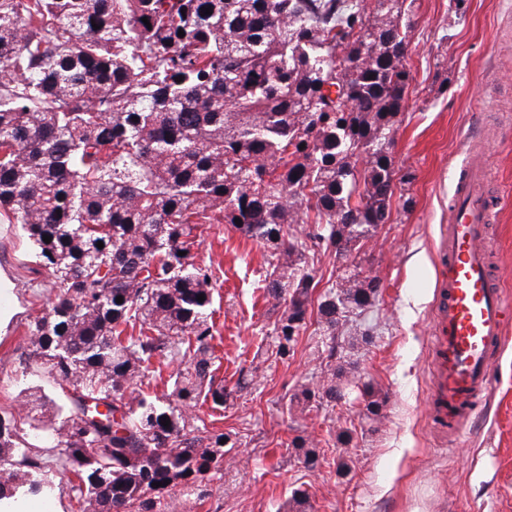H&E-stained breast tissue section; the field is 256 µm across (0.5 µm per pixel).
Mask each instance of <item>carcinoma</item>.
<instances>
[{"label": "carcinoma", "mask_w": 512, "mask_h": 512, "mask_svg": "<svg viewBox=\"0 0 512 512\" xmlns=\"http://www.w3.org/2000/svg\"><path fill=\"white\" fill-rule=\"evenodd\" d=\"M405 3L0 0V220L21 225L55 278L26 363L52 388L31 403L61 417L45 446L0 419V507L47 494L55 476L73 512H177L224 477L230 435L188 414L228 397L200 224L268 248L264 294L285 303L275 356L317 305L329 362L290 406L350 396L380 417V391L342 380L333 359L339 325L381 283L347 263L315 298L305 250L349 257L389 220L394 181L412 180L388 138L409 108ZM160 358L177 368L158 396ZM288 447L315 467L313 439ZM289 505L310 512L308 492Z\"/></svg>", "instance_id": "cac0c4a2"}]
</instances>
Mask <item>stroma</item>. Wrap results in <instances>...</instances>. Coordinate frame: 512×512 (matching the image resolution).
Listing matches in <instances>:
<instances>
[{"mask_svg":"<svg viewBox=\"0 0 512 512\" xmlns=\"http://www.w3.org/2000/svg\"><path fill=\"white\" fill-rule=\"evenodd\" d=\"M407 22L411 108L390 136L396 166L413 179L356 257L383 284L361 318L371 340L353 353L346 336L336 338L338 356L356 357V377L385 396L381 418L366 419L349 401L290 410L300 385L320 380L327 339L310 323L288 358L274 360L283 308L262 295L266 249L229 225H201L198 257L214 271L216 376L229 393L210 421L234 446L223 480L208 498L187 502V512H278L299 487L312 512H512V343L497 353L491 392L463 437L439 433L426 412L435 245L469 159L466 141L478 135L493 198L488 248L498 286L512 295V0H465L460 11L453 0H416ZM2 244L0 309L9 320L0 326V414L28 415L20 392L42 379L22 354L54 278L20 225L0 223ZM342 428L353 432L349 444L336 441ZM304 434L319 443L313 469L288 451Z\"/></svg>","mask_w":512,"mask_h":512,"instance_id":"35a3bbf8","label":"stroma"}]
</instances>
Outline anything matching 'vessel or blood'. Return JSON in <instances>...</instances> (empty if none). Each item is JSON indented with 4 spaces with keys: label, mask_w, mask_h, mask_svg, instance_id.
<instances>
[{
    "label": "vessel or blood",
    "mask_w": 512,
    "mask_h": 512,
    "mask_svg": "<svg viewBox=\"0 0 512 512\" xmlns=\"http://www.w3.org/2000/svg\"><path fill=\"white\" fill-rule=\"evenodd\" d=\"M455 200L437 245L432 311L430 414L440 432L460 435L476 401L491 389V355L512 323V300L495 287L485 251L492 219L487 172L470 144Z\"/></svg>",
    "instance_id": "vessel-or-blood-1"
}]
</instances>
